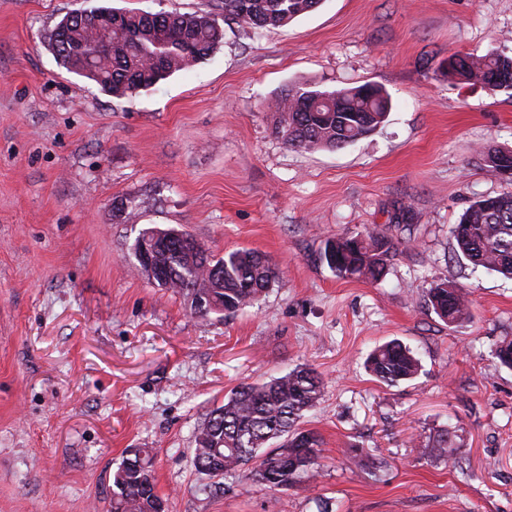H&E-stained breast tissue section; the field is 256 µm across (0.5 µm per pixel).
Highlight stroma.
<instances>
[{
    "instance_id": "35a3bbf8",
    "label": "stroma",
    "mask_w": 512,
    "mask_h": 512,
    "mask_svg": "<svg viewBox=\"0 0 512 512\" xmlns=\"http://www.w3.org/2000/svg\"><path fill=\"white\" fill-rule=\"evenodd\" d=\"M218 0H0V512H112L113 474L150 449L165 512H512V280L471 271L449 229L511 189L481 148L512 149V94L449 82L451 55H512V0H322L287 26L224 43L191 70L115 98L48 46L67 14L107 5L211 11ZM366 82L386 122L337 150L282 145L270 106L308 83ZM402 239L377 281L339 279L327 240ZM174 227L220 257L262 253L281 279L233 314H191L132 248ZM447 280L471 316L424 296ZM400 340L421 370L395 386L365 368ZM317 369L302 426L322 438L307 483L207 491L194 432L231 389ZM456 436L452 461L433 447ZM425 306L449 325L470 316V302L461 288L450 282L435 283L424 298Z\"/></svg>"
}]
</instances>
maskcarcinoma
I'll return each mask as SVG.
<instances>
[{"mask_svg":"<svg viewBox=\"0 0 512 512\" xmlns=\"http://www.w3.org/2000/svg\"><path fill=\"white\" fill-rule=\"evenodd\" d=\"M319 0H223L224 23L254 32L288 25L315 9ZM120 15L113 27L112 60L86 72L83 48L108 15ZM216 15L150 13L98 6L65 16L51 33L48 46L67 69L121 98L147 90L169 76L186 71L209 56L223 41ZM461 64L448 72L457 83H480L497 89L501 77L512 79V56L458 55ZM326 96L316 112L307 111L308 95ZM388 97L371 83L341 90L294 85L273 106L272 134L291 149H340L384 123ZM455 256L472 270L484 269L512 280V192L474 201L459 223L450 228ZM334 253L321 259L339 279L379 280L396 250L382 231L338 237ZM156 263L163 268V288L178 290L187 302L206 296L235 313L258 301L279 279L276 268L259 252L238 249L214 259L197 241L187 247L161 249ZM424 304L453 325L470 316L467 293L450 282L429 288ZM367 369L378 381L394 386L420 370L415 352L399 341L375 348ZM322 375L302 364L283 376L244 383L231 390L224 404L212 410L195 431L194 464L210 479L235 477L249 467L250 478L270 489L309 480L319 467L321 438L300 427L305 413L322 396ZM456 441L451 432L436 441V456L451 459ZM112 512H164L156 492L152 456L134 449L117 467L112 482Z\"/></svg>","mask_w":512,"mask_h":512,"instance_id":"carcinoma-1","label":"carcinoma"}]
</instances>
